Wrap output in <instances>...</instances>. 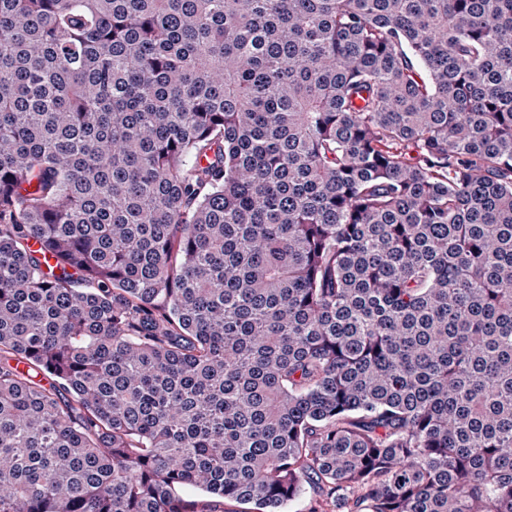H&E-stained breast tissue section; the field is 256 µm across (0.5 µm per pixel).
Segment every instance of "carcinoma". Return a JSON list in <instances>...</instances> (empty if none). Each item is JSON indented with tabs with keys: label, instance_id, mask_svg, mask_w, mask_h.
<instances>
[{
	"label": "carcinoma",
	"instance_id": "carcinoma-1",
	"mask_svg": "<svg viewBox=\"0 0 512 512\" xmlns=\"http://www.w3.org/2000/svg\"><path fill=\"white\" fill-rule=\"evenodd\" d=\"M308 488L512 512V0H0V512Z\"/></svg>",
	"mask_w": 512,
	"mask_h": 512
}]
</instances>
